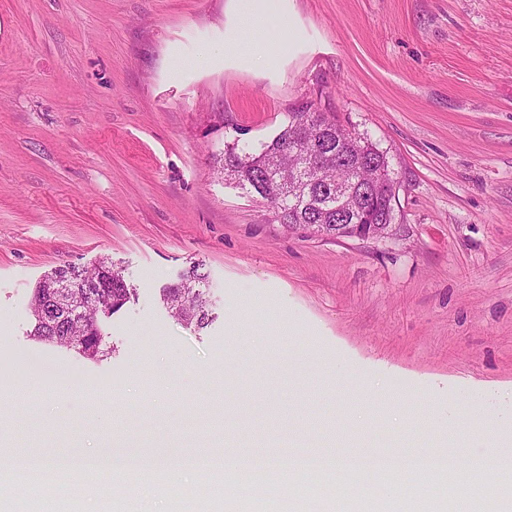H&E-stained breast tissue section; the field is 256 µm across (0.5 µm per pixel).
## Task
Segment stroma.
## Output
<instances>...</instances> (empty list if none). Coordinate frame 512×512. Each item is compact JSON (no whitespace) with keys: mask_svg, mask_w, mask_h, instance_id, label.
<instances>
[{"mask_svg":"<svg viewBox=\"0 0 512 512\" xmlns=\"http://www.w3.org/2000/svg\"><path fill=\"white\" fill-rule=\"evenodd\" d=\"M0 0V471L13 456L223 447L453 454L422 495L303 475L292 512H453L512 418V0ZM384 151L402 236L285 231L222 178L225 145L271 140L306 102ZM109 259L136 297L101 361L34 340L61 264ZM202 264L214 322L159 290ZM459 418L449 419V407ZM223 420L216 440L202 426ZM177 510L155 481L78 512H224L209 480Z\"/></svg>","mask_w":512,"mask_h":512,"instance_id":"1","label":"stroma"}]
</instances>
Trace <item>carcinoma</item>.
<instances>
[{
    "label": "carcinoma",
    "instance_id": "1",
    "mask_svg": "<svg viewBox=\"0 0 512 512\" xmlns=\"http://www.w3.org/2000/svg\"><path fill=\"white\" fill-rule=\"evenodd\" d=\"M220 173L241 189L265 200L279 223L323 224L324 234L336 236L338 224H389L395 220L381 203L360 205L336 198V183L360 193L389 161L368 139L356 136L310 101L288 113V123L269 142L257 147L225 146L213 156ZM66 282L73 306L59 309L52 302L53 285ZM208 274L193 265L179 280L160 289L161 300L181 323L201 331L215 319L207 292ZM134 295L123 272L103 259L91 269L68 264L45 274L34 288L30 336L73 350L95 360L112 354L102 320L119 312Z\"/></svg>",
    "mask_w": 512,
    "mask_h": 512
}]
</instances>
